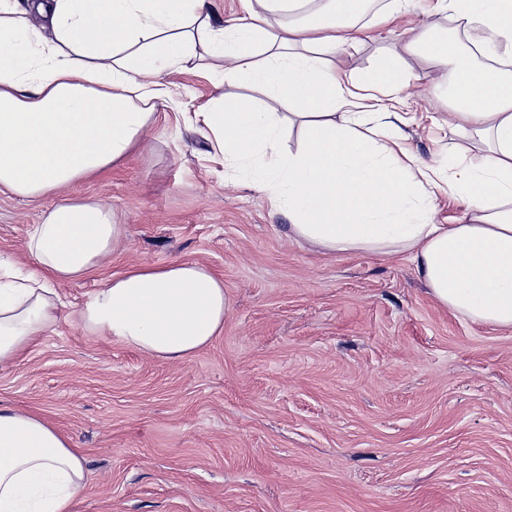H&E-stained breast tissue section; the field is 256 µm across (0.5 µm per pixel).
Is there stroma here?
I'll use <instances>...</instances> for the list:
<instances>
[{
	"mask_svg": "<svg viewBox=\"0 0 512 512\" xmlns=\"http://www.w3.org/2000/svg\"><path fill=\"white\" fill-rule=\"evenodd\" d=\"M433 0L335 58L362 74L410 30L458 28ZM398 96L412 152L449 143L435 66L408 57ZM173 93L139 147L66 193L111 204L124 235L97 271L61 284L57 323L0 369V406L40 414L86 460L71 512H512V328L442 308L404 255L325 253L289 241L285 217L224 166L195 119L246 90L202 55L165 71ZM0 189V257H23L52 205ZM205 265L224 278V331L159 361L75 324L112 274Z\"/></svg>",
	"mask_w": 512,
	"mask_h": 512,
	"instance_id": "35a3bbf8",
	"label": "stroma"
}]
</instances>
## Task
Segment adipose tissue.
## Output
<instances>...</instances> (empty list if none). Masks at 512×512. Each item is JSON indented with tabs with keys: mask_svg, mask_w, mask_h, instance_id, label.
<instances>
[{
	"mask_svg": "<svg viewBox=\"0 0 512 512\" xmlns=\"http://www.w3.org/2000/svg\"><path fill=\"white\" fill-rule=\"evenodd\" d=\"M212 0H0V187L53 197L25 244L30 262L0 259V369L58 320L60 284L112 256L122 232L110 206L66 196L74 182L126 157L150 129L166 70L198 49L231 60V79L265 100L214 99L200 118L225 163H251V184L288 219L289 239L328 253H405L431 296L471 321L512 327V0H436L480 30L476 48L419 32L360 77L337 73L369 0H247L237 21L212 22ZM39 15L43 28L30 25ZM444 72L448 130L479 161L440 165L400 142L388 110L409 81L406 56ZM302 131L282 151L280 106ZM462 196L469 219L439 224L430 191ZM224 280L194 262L139 265L106 279L76 324L161 361L184 360L224 331ZM85 460L39 415L0 407V512H70Z\"/></svg>",
	"mask_w": 512,
	"mask_h": 512,
	"instance_id": "ef3b65f1",
	"label": "adipose tissue"
}]
</instances>
